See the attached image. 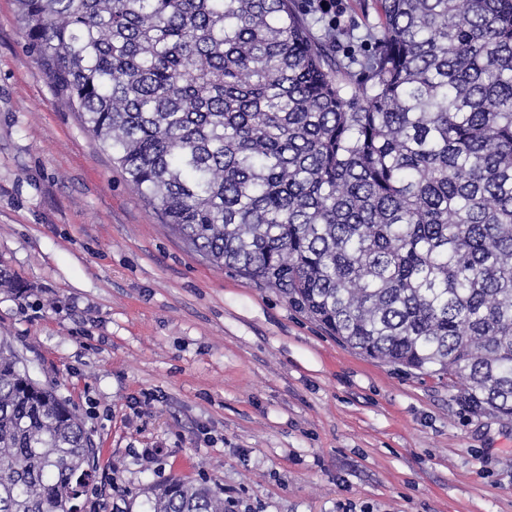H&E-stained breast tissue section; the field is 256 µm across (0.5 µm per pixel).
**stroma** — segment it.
Instances as JSON below:
<instances>
[{"instance_id": "1", "label": "stroma", "mask_w": 512, "mask_h": 512, "mask_svg": "<svg viewBox=\"0 0 512 512\" xmlns=\"http://www.w3.org/2000/svg\"><path fill=\"white\" fill-rule=\"evenodd\" d=\"M0 338L96 448L80 512L172 478L251 512H512V419L361 356L186 251L28 53L0 0ZM159 449L147 458L146 449Z\"/></svg>"}]
</instances>
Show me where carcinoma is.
<instances>
[{"instance_id":"obj_1","label":"carcinoma","mask_w":512,"mask_h":512,"mask_svg":"<svg viewBox=\"0 0 512 512\" xmlns=\"http://www.w3.org/2000/svg\"><path fill=\"white\" fill-rule=\"evenodd\" d=\"M27 49L207 262L367 357L512 417V0H371L339 54L299 0H16ZM95 448L0 343V512H73ZM143 512H224L205 484Z\"/></svg>"}]
</instances>
